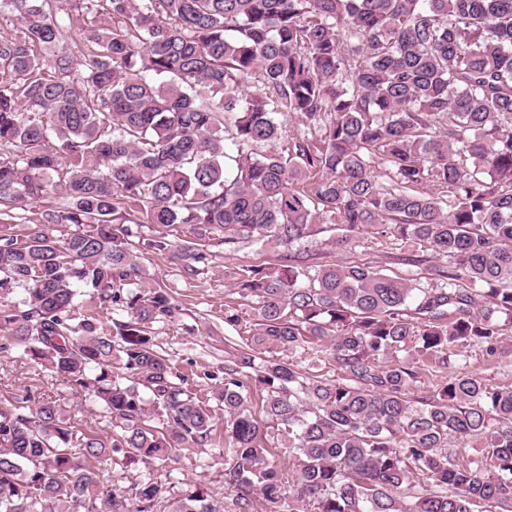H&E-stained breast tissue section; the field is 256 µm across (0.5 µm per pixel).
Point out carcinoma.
Instances as JSON below:
<instances>
[{
  "label": "carcinoma",
  "instance_id": "1",
  "mask_svg": "<svg viewBox=\"0 0 512 512\" xmlns=\"http://www.w3.org/2000/svg\"><path fill=\"white\" fill-rule=\"evenodd\" d=\"M4 13L20 28L0 39V350L112 430L73 449L53 403H1L0 512H512V386L459 367L470 349L496 355L512 325V0H0ZM75 14L87 29L70 41ZM288 115L304 129L279 148ZM56 190L42 223L74 232L15 236L18 211ZM328 220L336 248L397 234L447 263L408 278L304 258L238 268L253 324L213 396L231 506L151 477L110 485L216 444L215 410L154 342L176 305L140 284L143 251L197 276L215 247H288ZM145 224L183 237L143 240ZM266 346L283 357L257 362ZM310 350L336 377L303 371ZM426 372L436 398L416 404Z\"/></svg>",
  "mask_w": 512,
  "mask_h": 512
}]
</instances>
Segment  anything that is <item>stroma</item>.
Instances as JSON below:
<instances>
[{"label": "stroma", "mask_w": 512, "mask_h": 512, "mask_svg": "<svg viewBox=\"0 0 512 512\" xmlns=\"http://www.w3.org/2000/svg\"><path fill=\"white\" fill-rule=\"evenodd\" d=\"M329 232H316L307 240L293 244V252L308 253L314 263H367L388 274L408 276L410 266L401 264L404 255H416L427 264H437L438 258L424 245L416 247L396 239L367 238L352 249L329 246ZM284 250H271L255 243H239L230 248H217L216 257L204 274L190 277L183 273L173 255L146 253L143 277L148 286L169 289L177 305L171 321L155 324V340L172 359L174 365L188 377V384L205 403H212L211 373L221 372L228 341L238 340V333L224 325L225 306L236 307L243 324H251V303L234 293L233 273L239 266H275L282 264ZM468 370L478 373L487 383L512 385V336L508 337L503 354L490 358L480 349H472L467 360ZM30 395L32 403L53 401L61 406L64 417L74 428L72 441L80 443L85 433L109 432L107 418L95 410H81L77 400L63 385L52 381L17 356L0 355V402ZM224 460L221 456L183 457L166 467L145 468L134 465L115 472L113 480L121 487L155 476L175 484L177 491H204L223 496L221 480Z\"/></svg>", "instance_id": "stroma-1"}]
</instances>
